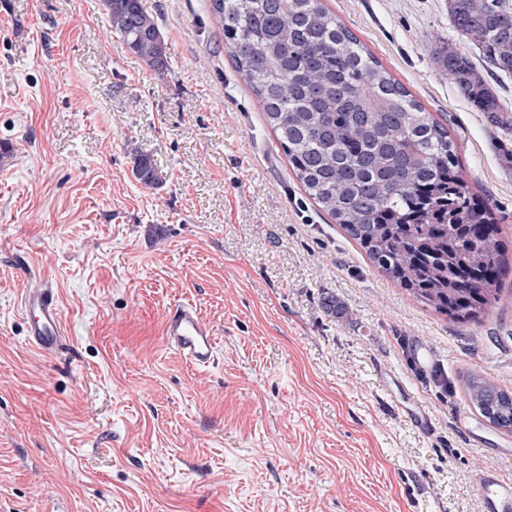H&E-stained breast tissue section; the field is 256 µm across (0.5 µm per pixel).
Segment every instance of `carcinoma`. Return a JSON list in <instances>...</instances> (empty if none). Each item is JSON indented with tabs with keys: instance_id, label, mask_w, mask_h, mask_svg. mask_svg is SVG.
<instances>
[{
	"instance_id": "1",
	"label": "carcinoma",
	"mask_w": 512,
	"mask_h": 512,
	"mask_svg": "<svg viewBox=\"0 0 512 512\" xmlns=\"http://www.w3.org/2000/svg\"><path fill=\"white\" fill-rule=\"evenodd\" d=\"M102 6L112 32L164 70L168 43L141 0ZM210 12L305 193L424 307L458 321L488 313L512 264L448 128L323 0H210ZM448 15L483 65L449 44L434 47L436 64L475 111L512 136V111L489 80L512 75V0H448ZM135 172L144 186L155 184L147 158H135ZM460 388L490 427L512 432V392L478 372Z\"/></svg>"
}]
</instances>
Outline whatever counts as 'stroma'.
Returning a JSON list of instances; mask_svg holds the SVG:
<instances>
[{"mask_svg": "<svg viewBox=\"0 0 512 512\" xmlns=\"http://www.w3.org/2000/svg\"><path fill=\"white\" fill-rule=\"evenodd\" d=\"M142 2L162 73L101 0H0V512H479L512 433L448 386L512 390V274L480 320L423 309L305 194L209 0ZM324 4L447 127L512 252V138L431 58L478 54L448 0ZM44 280L70 336L54 359L18 308ZM183 302L218 334L209 370L163 344Z\"/></svg>", "mask_w": 512, "mask_h": 512, "instance_id": "obj_1", "label": "stroma"}]
</instances>
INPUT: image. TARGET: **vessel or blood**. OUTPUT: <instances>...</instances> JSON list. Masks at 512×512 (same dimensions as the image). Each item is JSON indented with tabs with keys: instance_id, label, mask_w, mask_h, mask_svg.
<instances>
[{
	"instance_id": "obj_1",
	"label": "vessel or blood",
	"mask_w": 512,
	"mask_h": 512,
	"mask_svg": "<svg viewBox=\"0 0 512 512\" xmlns=\"http://www.w3.org/2000/svg\"><path fill=\"white\" fill-rule=\"evenodd\" d=\"M21 314L27 324V341L31 347L47 356L65 348V325L50 285L24 289ZM163 341L169 350L195 368H210L217 360L216 332L194 304H180L166 318ZM479 482L481 512H512V482L502 479L497 468H485Z\"/></svg>"
}]
</instances>
